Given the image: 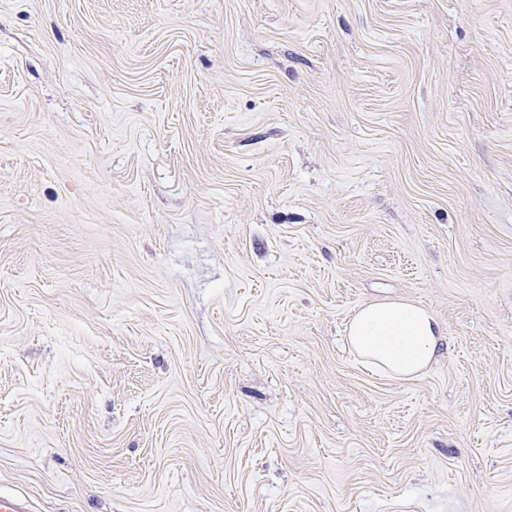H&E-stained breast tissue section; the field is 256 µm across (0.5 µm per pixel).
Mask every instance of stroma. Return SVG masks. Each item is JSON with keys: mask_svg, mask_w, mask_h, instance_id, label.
<instances>
[{"mask_svg": "<svg viewBox=\"0 0 512 512\" xmlns=\"http://www.w3.org/2000/svg\"><path fill=\"white\" fill-rule=\"evenodd\" d=\"M0 494L512 512V0H0ZM346 339L371 369L397 379L420 376L435 361L440 332L423 307L404 301L362 307L350 320Z\"/></svg>", "mask_w": 512, "mask_h": 512, "instance_id": "1", "label": "stroma"}]
</instances>
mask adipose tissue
Masks as SVG:
<instances>
[{"instance_id": "adipose-tissue-1", "label": "adipose tissue", "mask_w": 512, "mask_h": 512, "mask_svg": "<svg viewBox=\"0 0 512 512\" xmlns=\"http://www.w3.org/2000/svg\"><path fill=\"white\" fill-rule=\"evenodd\" d=\"M350 348L377 373L397 379L420 376L434 362L439 326L423 307L404 301L362 307L350 320Z\"/></svg>"}]
</instances>
